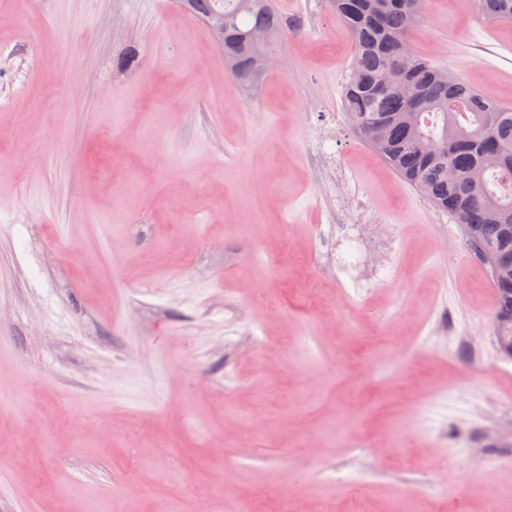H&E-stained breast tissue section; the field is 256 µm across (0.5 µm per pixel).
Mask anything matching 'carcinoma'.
<instances>
[{"label": "carcinoma", "instance_id": "obj_1", "mask_svg": "<svg viewBox=\"0 0 512 512\" xmlns=\"http://www.w3.org/2000/svg\"><path fill=\"white\" fill-rule=\"evenodd\" d=\"M200 17L224 10V61L248 85L242 62L256 53L247 35L276 36L288 20L270 0H188ZM354 44L350 74L343 88L345 112L375 118L368 143L382 145L379 156L404 181L425 190L438 209L459 224L484 261L512 259V110L485 98L463 81L416 55L408 42L419 22L408 0H330ZM483 18L512 17V0H478ZM432 140L441 152L426 154ZM456 177L448 180V167ZM500 351L512 357V278L493 281Z\"/></svg>", "mask_w": 512, "mask_h": 512}]
</instances>
